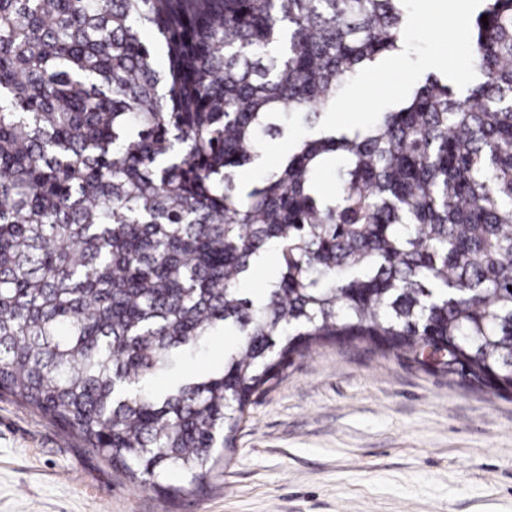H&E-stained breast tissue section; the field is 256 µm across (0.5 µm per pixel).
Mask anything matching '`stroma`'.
Instances as JSON below:
<instances>
[{
    "label": "stroma",
    "instance_id": "1",
    "mask_svg": "<svg viewBox=\"0 0 512 512\" xmlns=\"http://www.w3.org/2000/svg\"><path fill=\"white\" fill-rule=\"evenodd\" d=\"M409 54L366 69L336 109L373 119L419 74L468 83L467 47L411 0ZM205 492L165 500L0 395V512H512V397L366 343L293 357L255 398Z\"/></svg>",
    "mask_w": 512,
    "mask_h": 512
}]
</instances>
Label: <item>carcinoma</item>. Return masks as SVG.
Here are the masks:
<instances>
[{
    "label": "carcinoma",
    "instance_id": "1",
    "mask_svg": "<svg viewBox=\"0 0 512 512\" xmlns=\"http://www.w3.org/2000/svg\"><path fill=\"white\" fill-rule=\"evenodd\" d=\"M409 2L0 0V392L168 498L205 491L252 398L315 346L512 395V0L468 18L464 93L429 71L367 128L328 126L409 49ZM219 333L234 350L192 373Z\"/></svg>",
    "mask_w": 512,
    "mask_h": 512
}]
</instances>
